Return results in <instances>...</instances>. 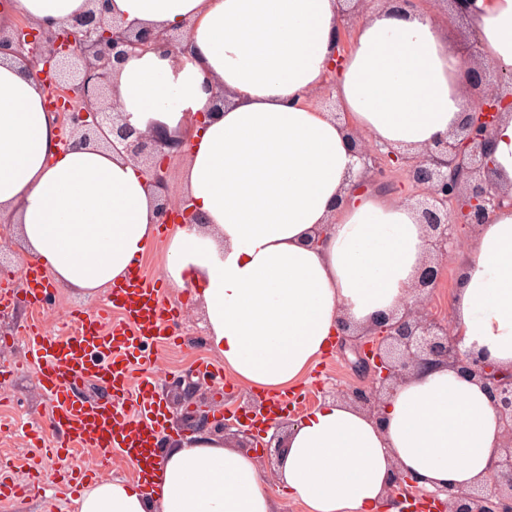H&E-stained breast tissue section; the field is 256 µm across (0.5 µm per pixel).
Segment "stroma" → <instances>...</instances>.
<instances>
[{
	"label": "stroma",
	"mask_w": 512,
	"mask_h": 512,
	"mask_svg": "<svg viewBox=\"0 0 512 512\" xmlns=\"http://www.w3.org/2000/svg\"><path fill=\"white\" fill-rule=\"evenodd\" d=\"M160 294L166 304L180 311L173 328L177 341L171 346L158 347L154 367L136 370L134 376L139 384L148 380L157 382L173 431L194 430V421L183 417L186 405H205L215 411L238 415L258 401V394L241 386L232 374H225L223 385L218 386L196 373L199 360L214 358L205 336L200 305L189 290L163 285ZM108 300L105 293L89 302L73 290L55 288L40 310L22 303L0 309V367L11 370L8 382L0 384V463L6 465L15 482L30 485L31 474L25 461L35 448L33 430L46 420L49 410L48 398L36 372L26 361L19 327L38 321L46 324L54 335L70 336L74 333L70 312L104 311L109 306ZM355 381L350 367L334 350L324 355L296 385L292 399L307 408L314 405L318 390H344ZM0 512H73V509L67 491L49 483L41 488L31 487L27 496L0 507Z\"/></svg>",
	"instance_id": "35a3bbf8"
}]
</instances>
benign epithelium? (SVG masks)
<instances>
[{"label":"benign epithelium","instance_id":"benign-epithelium-1","mask_svg":"<svg viewBox=\"0 0 512 512\" xmlns=\"http://www.w3.org/2000/svg\"><path fill=\"white\" fill-rule=\"evenodd\" d=\"M109 0H88L89 7L64 22L47 25L29 21L0 29V55L18 58L43 86L51 90L60 142L67 146L73 139L96 141L112 153L144 166L150 175L157 215L161 224H200L201 216L190 201L174 202L168 188L171 161L186 152L190 141L188 127L180 125L171 132L151 122L142 131L132 125L112 98V74L118 65L132 56L154 50L172 55L175 68L184 65L189 54L187 34L150 26H137L124 18L109 15ZM359 13L343 11L338 21L340 35L333 61L347 52L345 35L354 27ZM478 54L477 40L469 43L465 61L471 84L482 87L487 74L494 83L483 91L478 106L468 112L458 129L439 137L421 152L408 155L353 136L354 154L368 173L381 169V163H393L402 170L421 196L418 208L429 230L428 252L431 261L424 264L416 290L426 292L437 281L439 266L459 248L454 229L459 225L476 227L486 223L489 214L505 206L512 207V194L498 187L490 141L493 128L504 110H512V74L497 73L472 61ZM462 339L452 334L448 322L433 316L421 299L398 314L382 315L362 336L339 335L337 350L360 378V383L341 395L363 410L376 414L383 397L414 372L429 366L445 365L464 376L483 381L487 394L503 425L506 442L495 465L490 490L479 486L427 491L413 477L396 471L393 486L401 495L419 499L426 507L420 512H512V372L499 371L461 349ZM192 417L201 424H212L224 431L236 429L245 438L247 448H270L275 437L268 436L273 426L290 422L288 416L271 419L260 431L216 418L209 411L196 409Z\"/></svg>","mask_w":512,"mask_h":512}]
</instances>
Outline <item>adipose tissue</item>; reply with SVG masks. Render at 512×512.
Here are the masks:
<instances>
[{
	"instance_id": "ef3b65f1",
	"label": "adipose tissue",
	"mask_w": 512,
	"mask_h": 512,
	"mask_svg": "<svg viewBox=\"0 0 512 512\" xmlns=\"http://www.w3.org/2000/svg\"><path fill=\"white\" fill-rule=\"evenodd\" d=\"M87 0H6L16 17L59 22ZM345 0H110V13L187 30L194 61L149 52L119 66L113 96L138 128L204 112L180 172L202 218L174 225L166 280L191 288L213 352L237 381L275 395L321 359L341 329L366 330L416 297L427 229L409 200L355 183L349 136L420 152L473 110L453 19L435 0H360L341 66L330 63ZM479 64L512 72V0H473ZM335 76L336 112L312 101ZM228 100L214 111L212 85ZM0 212L50 281L93 300L142 260L158 215L143 166L93 142L66 149L45 92L0 60ZM451 326L480 359L512 369V207L477 226L458 257ZM505 433L482 384L437 366L415 372L369 414L338 398L282 438L275 484L221 432L180 435L152 489L103 477L77 512H398L390 476L427 490L488 484Z\"/></svg>"
}]
</instances>
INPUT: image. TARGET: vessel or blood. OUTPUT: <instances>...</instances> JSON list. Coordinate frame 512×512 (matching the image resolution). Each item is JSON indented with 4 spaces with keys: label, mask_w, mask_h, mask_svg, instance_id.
<instances>
[{
    "label": "vessel or blood",
    "mask_w": 512,
    "mask_h": 512,
    "mask_svg": "<svg viewBox=\"0 0 512 512\" xmlns=\"http://www.w3.org/2000/svg\"><path fill=\"white\" fill-rule=\"evenodd\" d=\"M21 281V288L1 294L0 300L40 308L50 281L31 262L25 263ZM110 303L122 315L120 324L109 327L101 314L81 311L74 316L76 335L52 336L33 324L24 339L28 361L50 399L48 422L54 441L49 454L61 459L84 448L116 451L139 463L137 477L142 480L152 466L166 414L154 388L133 386L132 373L150 365L149 347L170 341L169 330L179 312L163 303L157 282L138 267L113 287ZM85 378L109 389L112 401L74 400L71 386Z\"/></svg>",
    "instance_id": "vessel-or-blood-1"
}]
</instances>
